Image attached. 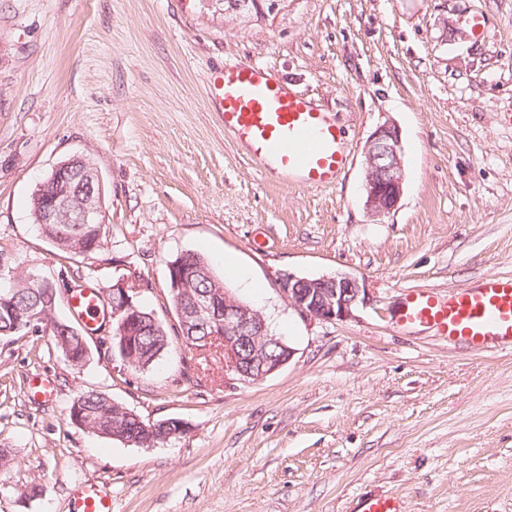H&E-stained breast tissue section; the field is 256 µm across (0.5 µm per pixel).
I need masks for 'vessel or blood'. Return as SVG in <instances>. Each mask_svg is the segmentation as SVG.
<instances>
[{
    "mask_svg": "<svg viewBox=\"0 0 512 512\" xmlns=\"http://www.w3.org/2000/svg\"><path fill=\"white\" fill-rule=\"evenodd\" d=\"M212 86L210 103L215 112L263 174L319 188L335 183L348 167L341 127L311 98L289 89L265 67L252 63L224 67ZM71 300L87 320L103 313L102 300L92 290L77 291ZM396 323L431 328L448 341L483 351L512 348V277L487 275L444 302L426 292L409 293ZM356 510L404 512L399 497L377 494L359 499ZM68 512H112V498L102 486L82 485L71 492Z\"/></svg>",
    "mask_w": 512,
    "mask_h": 512,
    "instance_id": "obj_1",
    "label": "vessel or blood"
}]
</instances>
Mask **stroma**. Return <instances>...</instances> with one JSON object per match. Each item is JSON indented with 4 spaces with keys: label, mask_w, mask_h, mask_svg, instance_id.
<instances>
[{
    "label": "stroma",
    "mask_w": 512,
    "mask_h": 512,
    "mask_svg": "<svg viewBox=\"0 0 512 512\" xmlns=\"http://www.w3.org/2000/svg\"><path fill=\"white\" fill-rule=\"evenodd\" d=\"M485 21L483 35L472 16ZM268 68L347 132L351 164L308 189L261 175L213 112L211 73ZM512 0H283L244 26L224 0H0V281L37 274L60 289L139 277L138 301L176 315L167 265L186 252L260 309L294 350L264 380L225 381L223 362L175 344L141 372L92 351L73 368L45 333L0 338V512H67L100 484L112 512H351L398 493L405 512H512V352L469 350L398 328L407 293L447 299L512 275ZM399 128L395 211L364 207V146ZM89 158L106 199L102 245L54 247L29 210L58 162ZM364 280L353 317L306 321L284 273ZM49 380L52 397L30 385ZM95 390L188 431L152 448L74 424ZM40 484L35 499L25 485Z\"/></svg>",
    "instance_id": "stroma-1"
}]
</instances>
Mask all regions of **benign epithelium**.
<instances>
[{"instance_id": "7a95c632", "label": "benign epithelium", "mask_w": 512, "mask_h": 512, "mask_svg": "<svg viewBox=\"0 0 512 512\" xmlns=\"http://www.w3.org/2000/svg\"><path fill=\"white\" fill-rule=\"evenodd\" d=\"M281 0H224V21L248 24L254 18L275 13ZM365 201L367 213L381 218L394 211L403 195L404 160L401 135L390 121L380 124L369 137L364 152ZM104 185L97 167L89 160L74 156L57 163L37 184L38 224H66L69 212L81 214L83 224L104 223ZM199 270L185 259L168 265L170 295L177 302L179 326L204 328L209 331L206 342L224 352V375L243 382L260 381L290 362L293 349L282 338L267 330L263 313L247 305L229 292L190 294ZM280 293L288 305L304 320L333 322L354 316L364 302L366 288L359 279L338 273L319 278L298 277L285 273L279 277ZM139 289L132 279L119 278L104 296L108 307L106 318L118 326L123 336L124 359L134 362L136 337L153 314L141 312L136 305ZM49 311L29 307L16 312V331L28 333L40 329ZM118 411L135 418L148 431L178 426L177 437L188 429L180 419L143 423L136 413L122 407Z\"/></svg>"}]
</instances>
